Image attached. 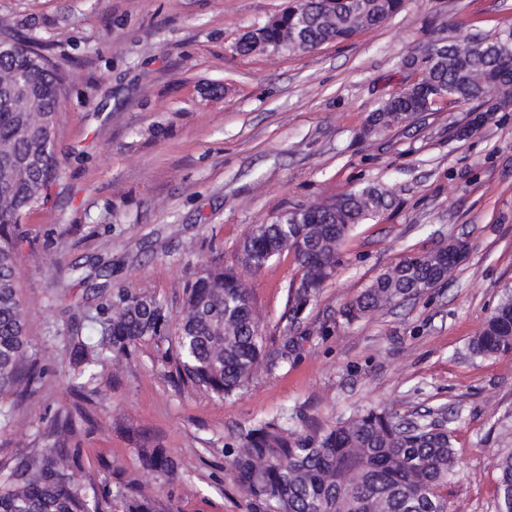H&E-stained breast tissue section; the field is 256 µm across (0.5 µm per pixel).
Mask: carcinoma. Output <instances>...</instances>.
Segmentation results:
<instances>
[{"instance_id":"1","label":"carcinoma","mask_w":512,"mask_h":512,"mask_svg":"<svg viewBox=\"0 0 512 512\" xmlns=\"http://www.w3.org/2000/svg\"><path fill=\"white\" fill-rule=\"evenodd\" d=\"M403 0H296L287 11L245 33L235 44L241 55L310 52L325 43L345 41L397 13ZM33 19L16 20L0 36V393L15 397L0 411L8 421L19 404L31 400L44 384L46 369L29 353L27 318L19 295V224L24 215L50 201L58 177L55 142L59 104L68 90L65 73L32 45L26 31ZM505 39L465 37L448 42L437 57L418 59L421 77L381 101L369 114L371 135L402 124L408 113L432 112L439 104L480 100L496 95L512 102V75L491 81L512 67L498 47ZM394 205L391 190L379 184L352 189L311 207H294L252 229L243 244L244 261L262 270L294 252L296 276L307 287L288 292L292 309L314 302L327 283L323 269L336 268L341 244L352 228L373 220ZM452 268L432 252L413 254L380 272L343 316L399 304L425 293ZM100 299L88 316L94 336L69 331L76 382L71 409L55 414L44 435L46 448H31L0 466V512H101L78 476L80 449L71 448L90 407L107 394L87 388L93 369L114 356L129 357L143 342L164 344L178 382L222 400L246 388L266 356L251 294L231 270L204 264L188 282L182 316L171 323L166 306L141 288L96 285ZM297 341L282 338L272 372L288 362ZM475 358L512 352V296H505L469 343ZM87 377L82 382L80 378ZM225 466L248 497L247 512H448V478L457 465L452 433L422 427L410 430L403 418L385 408H369L339 419L314 436H296L277 420L260 422L240 447L225 454ZM143 467L169 480L178 463L162 448H144ZM498 512H512V454L502 457ZM114 497L124 512H153L140 487H117Z\"/></svg>"}]
</instances>
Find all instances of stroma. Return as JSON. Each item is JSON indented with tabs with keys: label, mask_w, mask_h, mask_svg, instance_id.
Listing matches in <instances>:
<instances>
[{
	"label": "stroma",
	"mask_w": 512,
	"mask_h": 512,
	"mask_svg": "<svg viewBox=\"0 0 512 512\" xmlns=\"http://www.w3.org/2000/svg\"><path fill=\"white\" fill-rule=\"evenodd\" d=\"M288 0H0V28L35 19L31 34L68 77L51 200L27 214L19 291L31 350L49 370L40 392L0 428V463L46 444L71 408L69 330L84 325L87 287L110 264L113 287L153 292L171 317L200 265L233 269L251 290L266 348L288 327L302 350L223 401L180 388L152 343L100 369L110 398L83 425L80 476L148 488L157 512H246L224 468L257 423L283 417L312 434L371 406L413 418L446 414L459 458L448 512H497L499 457L512 453V353L470 357L469 342L512 288V105L479 122L477 102L447 101L370 139L366 118L412 83L407 57L444 36L512 32V0H406L381 25L311 53L237 54L247 31ZM207 84L223 94H204ZM390 189L380 220L356 225L336 274L293 315L292 255L244 267L251 229L297 204L357 184ZM456 240L469 258L418 298L353 321L341 310L384 269ZM179 464L173 480L141 465V447Z\"/></svg>",
	"instance_id": "obj_1"
}]
</instances>
